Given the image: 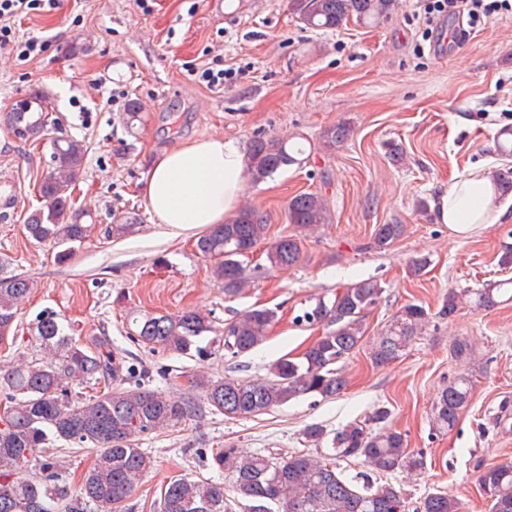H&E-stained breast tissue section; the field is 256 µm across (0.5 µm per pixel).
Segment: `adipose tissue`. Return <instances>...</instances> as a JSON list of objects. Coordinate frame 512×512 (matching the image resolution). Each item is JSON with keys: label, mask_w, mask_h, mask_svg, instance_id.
I'll return each mask as SVG.
<instances>
[{"label": "adipose tissue", "mask_w": 512, "mask_h": 512, "mask_svg": "<svg viewBox=\"0 0 512 512\" xmlns=\"http://www.w3.org/2000/svg\"><path fill=\"white\" fill-rule=\"evenodd\" d=\"M251 180L249 159L235 140L212 137L161 153L141 194L156 223L182 227L221 224L232 217ZM498 180L475 166L439 197L435 212L440 223L459 236L482 224H495L506 215Z\"/></svg>", "instance_id": "adipose-tissue-1"}]
</instances>
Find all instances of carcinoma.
Wrapping results in <instances>:
<instances>
[{"label":"carcinoma","instance_id":"1","mask_svg":"<svg viewBox=\"0 0 512 512\" xmlns=\"http://www.w3.org/2000/svg\"><path fill=\"white\" fill-rule=\"evenodd\" d=\"M398 0H289L291 14L305 29L334 30L350 18L378 24L395 10ZM123 122L132 133L142 123L138 103H129ZM48 105L34 92L16 101L9 111L12 133L26 140L48 132ZM350 126L338 123L327 128L320 145L333 148L344 142ZM51 168L39 183L41 206L27 217L26 236L37 243L59 248L58 258H68L74 244L88 236L82 223L88 212L74 208L70 187L84 170L86 148L71 138H49ZM303 145L289 137H256L248 147L251 174L256 181L279 170L302 163ZM288 222L311 228L332 222L327 200L317 192L294 196L288 202ZM137 219L129 211L112 213L111 232L127 233ZM404 234L402 224H380L374 244L383 248ZM264 217L252 208L240 210L224 224L213 225L196 242L197 250L215 260L214 278L227 293H236L251 279L248 259L266 239ZM301 258L300 240L282 237L266 250L272 267H290ZM512 287V279L490 281L480 288L450 289L438 314L452 317L463 305L487 309L498 303ZM32 288L29 279L6 270L0 262V339L11 330L19 303ZM384 292L380 283L367 279L336 293L332 302L317 300L304 312L309 324L328 321L335 328L318 337L300 360L282 358L272 367V379L250 382L233 377L197 375L191 388L196 396L174 400L142 387L114 386L120 373L111 347L104 342L81 344L67 332L62 318L48 312L37 320L34 337L44 347L41 361L17 357L0 368V512H56L58 505L50 486L59 480L49 444L76 443L100 449L84 475L75 498L64 512H122L123 503L153 467L152 456L136 443L137 437L173 428L192 416L196 397L203 398L213 414L228 418L261 414L304 395L323 399L339 395L345 379L335 365L349 357L363 339L364 312L375 306ZM276 312L251 309L227 326L224 348L234 355L262 344ZM430 313L419 304L404 305L371 346L373 364L383 366L402 356L414 336L423 330ZM136 339L176 355L204 351L201 339L213 332V321L197 310L177 315H143L133 318ZM93 382L103 385L99 394L73 401L71 385ZM473 381L460 373L438 392L432 409V430L452 431L469 405ZM388 411L374 410L363 421L350 423L334 434L311 424L303 435L315 446L327 445L320 455L294 453L286 458L243 455L236 448L212 449V460L229 472L237 497L246 501L247 512H405V495L390 481L375 483L368 473L353 477L338 471V461L364 458L378 474L417 471L424 467L422 455L407 448L405 435L385 425ZM38 470L25 476L31 462ZM490 502V512H512V463L494 464L478 478ZM160 512H233L224 487L200 477L171 479L164 486ZM422 512H461L460 501L439 490L427 495Z\"/></svg>","mask_w":512,"mask_h":512}]
</instances>
